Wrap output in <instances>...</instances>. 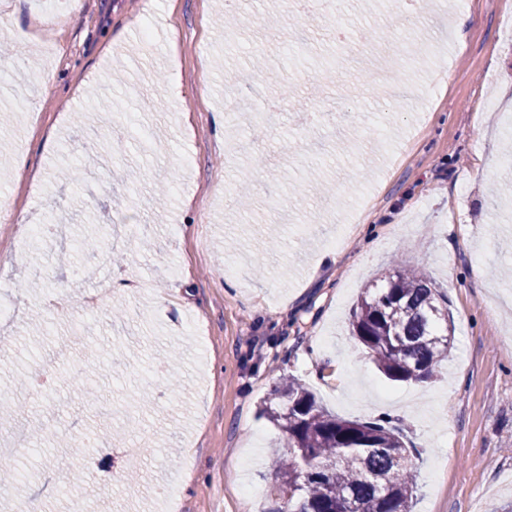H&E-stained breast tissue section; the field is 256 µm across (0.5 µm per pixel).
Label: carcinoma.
<instances>
[{
  "label": "carcinoma",
  "instance_id": "obj_1",
  "mask_svg": "<svg viewBox=\"0 0 512 512\" xmlns=\"http://www.w3.org/2000/svg\"><path fill=\"white\" fill-rule=\"evenodd\" d=\"M352 335L395 382L434 377L452 347L448 307L427 279L399 269L361 293ZM262 413L288 436L279 458L282 487L269 512H411L415 467L390 421L339 418L294 378L285 377Z\"/></svg>",
  "mask_w": 512,
  "mask_h": 512
}]
</instances>
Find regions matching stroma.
Segmentation results:
<instances>
[{
	"instance_id": "35a3bbf8",
	"label": "stroma",
	"mask_w": 512,
	"mask_h": 512,
	"mask_svg": "<svg viewBox=\"0 0 512 512\" xmlns=\"http://www.w3.org/2000/svg\"><path fill=\"white\" fill-rule=\"evenodd\" d=\"M0 54V401L35 426L0 512H267L282 377L336 415L390 418L415 450L413 512H512V0H78ZM37 170L17 173L18 156ZM126 256L110 258L111 236ZM447 299L453 344L392 382L351 336L394 266ZM96 299L93 317L83 316ZM50 389L16 386L36 355ZM141 440L140 461L126 457Z\"/></svg>"
}]
</instances>
